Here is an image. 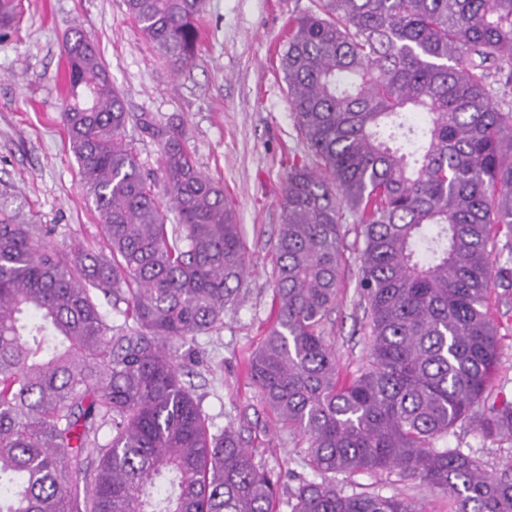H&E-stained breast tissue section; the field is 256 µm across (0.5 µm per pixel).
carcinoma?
Masks as SVG:
<instances>
[{
    "mask_svg": "<svg viewBox=\"0 0 512 512\" xmlns=\"http://www.w3.org/2000/svg\"><path fill=\"white\" fill-rule=\"evenodd\" d=\"M124 2L167 62L192 60L205 0ZM20 9L0 0V42ZM64 56L62 125L106 251L59 243L56 228L0 205V512H276L278 479L234 427L210 433L182 381L179 348L224 324L246 271L224 187L178 126L126 111L81 27ZM280 65L320 168L289 165L276 317L249 373L310 441L320 481L299 486L290 512H415L336 484L394 467L448 494L455 512H512V464L489 473L431 446L462 420L512 437V400L489 393L491 289L512 288V259L497 261L512 255V0H313L288 22ZM132 121L161 146L166 205ZM348 215L371 339L366 365L342 381L321 325ZM100 292L132 323L109 325Z\"/></svg>",
    "mask_w": 512,
    "mask_h": 512,
    "instance_id": "1",
    "label": "carcinoma"
}]
</instances>
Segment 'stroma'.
<instances>
[{
    "label": "stroma",
    "instance_id": "stroma-1",
    "mask_svg": "<svg viewBox=\"0 0 512 512\" xmlns=\"http://www.w3.org/2000/svg\"><path fill=\"white\" fill-rule=\"evenodd\" d=\"M22 8L18 30L0 43V195L21 219L102 244L99 216L81 190L60 118L63 37L81 26L128 111L162 125L181 123L199 169L223 185L242 227L248 265L238 300L225 307L223 326L186 344L183 380L199 396L211 432L234 426L255 464L278 475L279 512H289L288 497L315 477L309 443L261 402L248 360L274 320L273 242L288 164L319 165L295 128L279 63L289 19L309 12L312 0H206L201 43L179 72L142 38L124 0H23ZM342 234L339 293L321 329L347 378L367 361L369 328L356 289L360 261L351 220ZM490 303L501 335L491 392L512 399V288L494 287ZM434 445L462 449L489 471L512 464V437L486 439L466 422ZM339 484L348 493L397 496L416 512H454L447 494L397 469L362 470Z\"/></svg>",
    "mask_w": 512,
    "mask_h": 512
}]
</instances>
